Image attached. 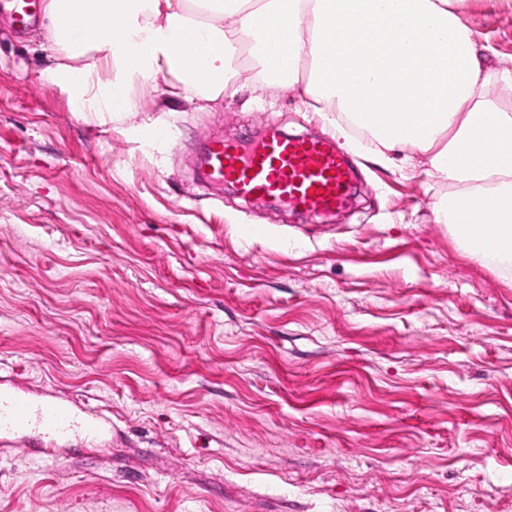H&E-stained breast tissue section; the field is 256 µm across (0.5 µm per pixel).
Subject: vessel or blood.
I'll return each mask as SVG.
<instances>
[{"instance_id":"obj_1","label":"vessel or blood","mask_w":512,"mask_h":512,"mask_svg":"<svg viewBox=\"0 0 512 512\" xmlns=\"http://www.w3.org/2000/svg\"><path fill=\"white\" fill-rule=\"evenodd\" d=\"M36 12L37 0H0V14L10 15L17 31H24ZM202 168L210 182H232L246 198H269L320 213L347 201L349 169L324 139L288 137L276 130L246 145L217 137L206 148ZM76 428L92 437L100 433L97 422L79 419L66 401L36 402L22 391L0 387V438L32 430L58 438Z\"/></svg>"}]
</instances>
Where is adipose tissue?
Returning <instances> with one entry per match:
<instances>
[{"mask_svg":"<svg viewBox=\"0 0 512 512\" xmlns=\"http://www.w3.org/2000/svg\"><path fill=\"white\" fill-rule=\"evenodd\" d=\"M466 0H44L47 74L85 116L122 122L130 91L208 103L251 84L294 90L380 164L425 156L447 183L435 221L512 271V69L492 66Z\"/></svg>","mask_w":512,"mask_h":512,"instance_id":"1","label":"adipose tissue"}]
</instances>
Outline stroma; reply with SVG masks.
<instances>
[{"instance_id": "obj_1", "label": "stroma", "mask_w": 512, "mask_h": 512, "mask_svg": "<svg viewBox=\"0 0 512 512\" xmlns=\"http://www.w3.org/2000/svg\"><path fill=\"white\" fill-rule=\"evenodd\" d=\"M466 18L512 68V0ZM0 16V381L103 433L0 449V512H512V274L424 160L372 162L298 93L74 112ZM332 138L347 208L204 185L206 140Z\"/></svg>"}]
</instances>
